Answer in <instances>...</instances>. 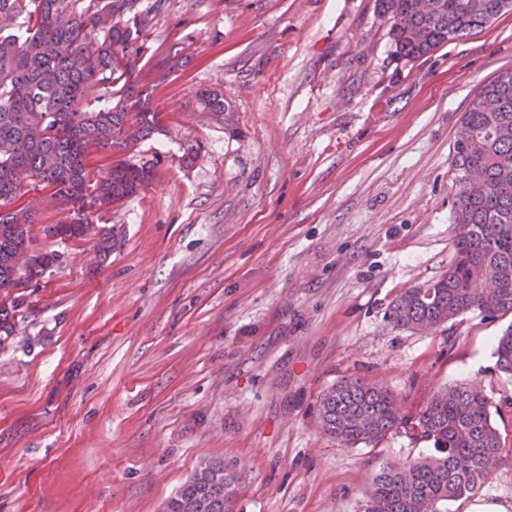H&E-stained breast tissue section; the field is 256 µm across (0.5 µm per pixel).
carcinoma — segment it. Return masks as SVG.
<instances>
[{
    "instance_id": "obj_1",
    "label": "carcinoma",
    "mask_w": 512,
    "mask_h": 512,
    "mask_svg": "<svg viewBox=\"0 0 512 512\" xmlns=\"http://www.w3.org/2000/svg\"><path fill=\"white\" fill-rule=\"evenodd\" d=\"M375 0L391 22L396 54L425 56L512 11V0ZM163 0H0V350L14 340L16 317L28 296L17 287L21 267L41 279L56 265V250L35 246L33 199L19 205L24 188L43 186L72 205L70 221L47 236L61 241L84 232L87 208L108 210L137 196L153 181L161 159L119 160L103 174L88 167L91 153L137 150L162 132L148 89L134 75L150 46L146 33ZM178 55L152 66L164 82ZM101 93L90 97L93 88ZM206 112L225 114L224 94L198 93ZM453 160L461 225L448 271L409 288L389 305L393 327L433 331L458 317L512 315V69L477 93L455 132ZM500 372L512 377V325L498 338ZM322 429L348 446L377 443L400 429L433 442L436 453L403 466L386 465L372 477L362 512H448V503L475 496L488 467L512 455L477 384L442 390L419 412H403L388 390L347 378L321 395ZM240 476L222 460L202 462L167 502L165 512H236Z\"/></svg>"
}]
</instances>
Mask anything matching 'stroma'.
Here are the masks:
<instances>
[{
  "instance_id": "obj_1",
  "label": "stroma",
  "mask_w": 512,
  "mask_h": 512,
  "mask_svg": "<svg viewBox=\"0 0 512 512\" xmlns=\"http://www.w3.org/2000/svg\"><path fill=\"white\" fill-rule=\"evenodd\" d=\"M389 28L375 0H164L153 60L188 61L152 91L164 130L131 156L163 155L153 182L89 212L83 238L45 237L60 210L31 227L62 258L22 311L35 344L0 351V512H163L216 458L242 469L236 512H361L381 465L433 444L323 433L320 397L345 378L409 414L480 383L512 439L493 354L512 318H386L451 261L453 137L512 69V12L414 62ZM203 88L226 117L201 109ZM484 504L512 512V457L448 512ZM200 107L206 112L223 114L224 117L229 112V105L224 100V95L216 89L204 88L198 93Z\"/></svg>"
}]
</instances>
